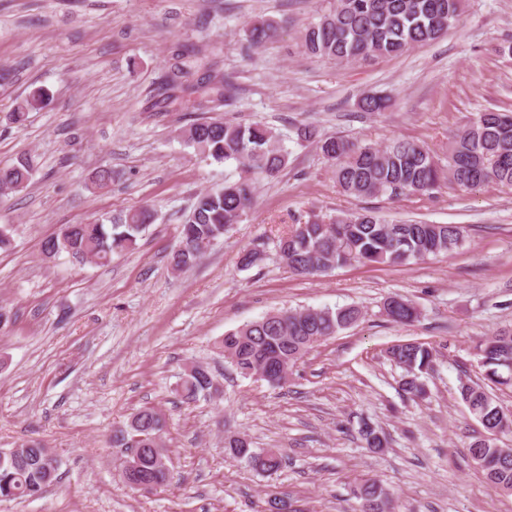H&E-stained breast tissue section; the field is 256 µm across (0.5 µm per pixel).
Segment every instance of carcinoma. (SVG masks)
Listing matches in <instances>:
<instances>
[{"label": "carcinoma", "mask_w": 512, "mask_h": 512, "mask_svg": "<svg viewBox=\"0 0 512 512\" xmlns=\"http://www.w3.org/2000/svg\"><path fill=\"white\" fill-rule=\"evenodd\" d=\"M461 0H336V5L304 36L306 50L337 62L366 60L373 57H397L411 47L439 38L457 20ZM269 20H255L248 29L249 44L260 47L276 35ZM191 50L182 47L172 54L171 63L158 78L156 94L145 108L164 112L177 94L194 90L184 85V59ZM207 88L204 107L211 111L227 105L232 83L218 71L202 81ZM47 93L30 92L15 101L8 119L21 124L29 113L44 108ZM388 100L367 94L359 108L368 113L383 112ZM298 136L317 140L323 156L334 166L333 173L341 190L351 196L391 197L426 195L439 187L440 173L429 150L422 144L395 140L387 145H358L341 137L317 138L315 128L305 125ZM180 137L198 153L215 162L235 163L248 176L224 183V186L200 193L180 229V244L169 258L171 269L180 272L196 263L204 249L224 237L240 223L249 207L258 176H273L288 162V152L267 126L243 125L224 120L201 121L180 128ZM35 169L30 156L0 167V191L14 192L27 186ZM448 181L476 188L495 181L512 186V114L487 110L480 112L455 135L448 147ZM153 216L146 209L127 212L117 223L94 221L89 224H65L41 245L43 259L66 254L78 262L107 264L112 254L135 248ZM463 241L461 228L454 224L396 222L381 219L371 210L342 212L329 222L293 224L277 241V252L286 266L297 275L325 273L351 261L363 263L406 264L430 255L449 254ZM265 250L255 245L241 252L243 269L264 261ZM389 321L401 325L419 318L416 305L402 296H390L383 303ZM361 317L356 306L331 309L307 308L268 313L230 331L216 343V349L244 377L256 378L276 387L283 384L288 369L318 342L355 324ZM484 380L494 385L512 383V330L483 337L478 345ZM387 356L405 372L403 390L413 396L425 395L423 377L434 370L432 348L420 342L392 345ZM177 393L187 401L213 400V375L207 366L197 363L184 371ZM459 393L469 412L484 420L489 433L512 428V415L506 413L485 388L476 382L460 381ZM166 427L163 414L153 406L135 412L128 421L113 430L114 448L143 449L139 468L121 472L126 486L147 483L156 488L169 476L168 455L161 444ZM366 445L379 450L385 436L366 423L360 430ZM228 454L245 462L254 471L273 474L283 466V456L275 448L255 449L246 437H224ZM476 464L489 483L512 491V448L498 447L493 438H477L469 445ZM47 449L32 440L12 454L0 449V500L39 498L58 480L59 467L46 461ZM359 512H390L392 494L378 481L368 479L356 490Z\"/></svg>", "instance_id": "1"}]
</instances>
